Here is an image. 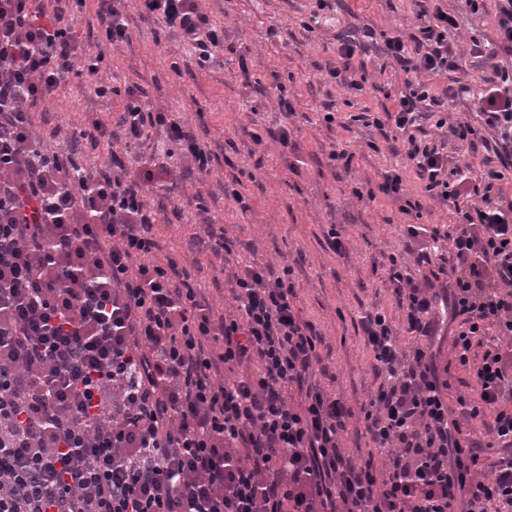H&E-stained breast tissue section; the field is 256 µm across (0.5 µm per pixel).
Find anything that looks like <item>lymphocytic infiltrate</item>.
<instances>
[{"label": "lymphocytic infiltrate", "mask_w": 512, "mask_h": 512, "mask_svg": "<svg viewBox=\"0 0 512 512\" xmlns=\"http://www.w3.org/2000/svg\"><path fill=\"white\" fill-rule=\"evenodd\" d=\"M497 43L481 58V127L449 121L458 70L456 14L415 0L409 35L372 28L337 36L324 67L350 97L368 89L378 49L403 76L392 106L359 119L401 137L404 162L378 191L399 200L406 174L431 199L456 207L448 243L413 264L391 261L388 280L412 339L402 345L382 311L361 320L376 382L360 406L327 385L316 325L296 304L291 266H240L231 304L210 300L198 261L163 251L167 213L151 195L177 167L113 149L162 126L201 173L209 151L179 117L147 110L137 86L115 124L60 135L34 129L35 107L85 68L95 95L114 93L104 57L78 35L86 0H0V512H512V197L496 189L512 170V0H496ZM177 31L199 67L224 47V28L200 0H135ZM97 38H131L117 0H97ZM440 135L422 138L424 124ZM497 134L500 168L467 171L481 128ZM455 324L452 352L474 385L464 417L480 421L506 456L486 463L451 419L449 367L435 347ZM496 340H489L490 329ZM360 424L370 448L354 459L342 439Z\"/></svg>", "instance_id": "obj_1"}]
</instances>
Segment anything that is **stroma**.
<instances>
[{
    "label": "stroma",
    "mask_w": 512,
    "mask_h": 512,
    "mask_svg": "<svg viewBox=\"0 0 512 512\" xmlns=\"http://www.w3.org/2000/svg\"><path fill=\"white\" fill-rule=\"evenodd\" d=\"M441 4L459 14L451 38L465 53L456 77L468 88L449 113L475 123L479 117L474 98L482 70L468 51L472 39L494 41L496 6L491 2L486 13L475 17L459 13L458 0ZM201 8L224 27V51L203 69L178 32L126 6L130 43L102 48L112 83L138 86L145 108L179 113L186 129L214 156L210 175L194 172L177 186L158 190L186 214L205 206L233 243L224 259L200 255L204 286L227 288L229 272L246 257L290 264L299 284L297 305L323 337L321 353L336 376L337 393L350 403L362 402L375 375L360 319L372 309L383 310L394 321L400 317L387 280L391 256L407 244L415 249L426 246L428 229L452 227L457 216L452 207L427 197L412 178L406 181L405 197L420 205L419 220L402 214L398 202L385 197L371 202L355 197V190L376 186L390 156L379 131L356 116L366 109L381 111L398 92L401 76L390 67L370 66L373 89L347 104L319 68L335 58L337 36L354 29L413 32L416 6L413 0H342L341 9L312 32L304 28L311 0H201ZM174 62L179 65L175 71L170 68ZM91 82L85 72L71 76L47 107L52 123L80 130L88 128L92 117H118L123 97L85 94ZM280 85L296 98L293 117H285L275 102ZM330 104L348 118V126L319 122V111ZM283 126L290 131L288 148L271 140L259 145L252 138L253 133L267 136ZM340 143L353 154L346 170L333 168L329 160ZM228 186L244 193L247 210L225 199ZM411 223L418 229L412 238L406 233ZM333 229L345 238L346 250L340 256L329 248Z\"/></svg>",
    "instance_id": "35a3bbf8"
}]
</instances>
